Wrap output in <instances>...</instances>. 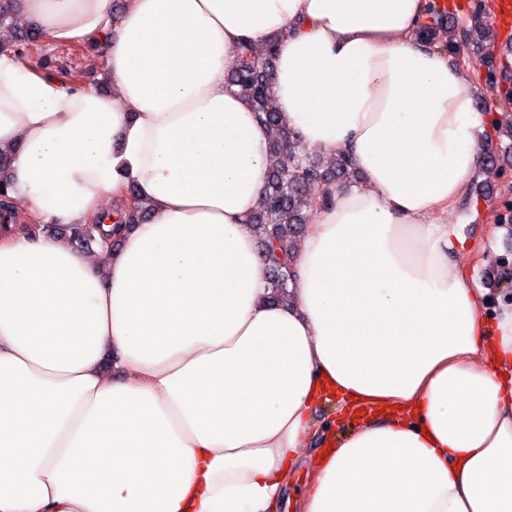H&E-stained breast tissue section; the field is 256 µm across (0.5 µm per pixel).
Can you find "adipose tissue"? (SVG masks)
Masks as SVG:
<instances>
[{
    "instance_id": "adipose-tissue-1",
    "label": "adipose tissue",
    "mask_w": 512,
    "mask_h": 512,
    "mask_svg": "<svg viewBox=\"0 0 512 512\" xmlns=\"http://www.w3.org/2000/svg\"><path fill=\"white\" fill-rule=\"evenodd\" d=\"M427 0H21L57 44L101 42L112 92L0 55V152L31 225L0 226V512H512V304L442 214L479 164ZM276 38L274 105L351 154L271 300L250 216L270 132L227 73ZM150 211L86 254L55 224ZM338 401L357 427L299 450Z\"/></svg>"
}]
</instances>
